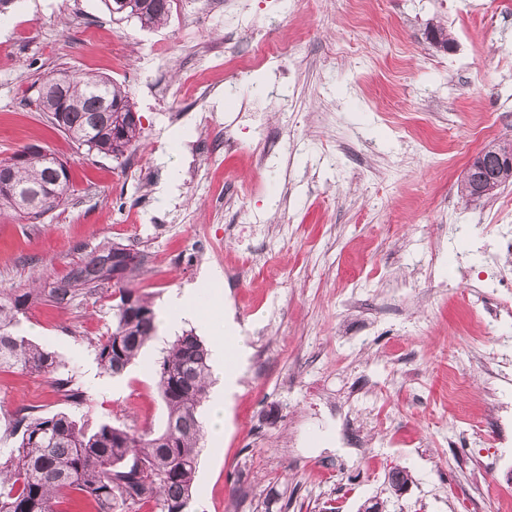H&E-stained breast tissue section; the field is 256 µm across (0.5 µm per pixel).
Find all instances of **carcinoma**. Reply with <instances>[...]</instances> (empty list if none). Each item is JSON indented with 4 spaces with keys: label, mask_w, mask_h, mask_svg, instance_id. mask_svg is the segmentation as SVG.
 <instances>
[{
    "label": "carcinoma",
    "mask_w": 512,
    "mask_h": 512,
    "mask_svg": "<svg viewBox=\"0 0 512 512\" xmlns=\"http://www.w3.org/2000/svg\"><path fill=\"white\" fill-rule=\"evenodd\" d=\"M173 0H105L118 19L144 28L166 21ZM60 70L39 91L38 108L52 128L75 143L118 158L141 139V125L123 86L103 76L75 71L61 83ZM67 163L49 149L28 145L0 161V214L36 220L70 196ZM143 258L119 243L90 252L71 275L39 288L0 293V371L21 369L44 375L61 366L56 355L21 335V317L35 305L67 307L107 285L118 294L112 330L94 342L103 373L117 376L138 358L156 334L157 315L149 296L133 281ZM165 406L163 428L129 431L109 423L91 425L66 412L38 413L24 407L9 435L15 447L0 451V512H60L76 495L97 512H131L152 501L157 512H189L204 426L198 408L210 379L209 350L193 332L175 338L154 366ZM65 400L81 405L85 392L67 378L54 379Z\"/></svg>",
    "instance_id": "obj_1"
}]
</instances>
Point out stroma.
<instances>
[{
    "label": "stroma",
    "instance_id": "35a3bbf8",
    "mask_svg": "<svg viewBox=\"0 0 512 512\" xmlns=\"http://www.w3.org/2000/svg\"><path fill=\"white\" fill-rule=\"evenodd\" d=\"M443 24L452 43H430ZM290 37L239 75L229 61L257 39ZM120 82L143 144L112 159L50 129L36 107L56 71ZM512 140V0H174L166 23L117 20L104 0H12L0 14V160L29 144L70 167L68 202L33 221L0 217V292L66 276L98 245L143 255L135 281L163 312L191 288L224 295L249 357L221 438L206 437L191 512H512V441L467 444L470 422L512 428V324L468 300L469 276L492 279L482 245L512 225V185L470 200L469 160ZM209 260L197 264L198 252ZM105 291L39 306L22 333L53 352L61 378L87 392L66 402L52 378L0 372V448L20 408L66 412L133 431L165 420L153 366L164 332L120 376L101 373L94 342L112 329ZM264 352L262 368L253 357ZM472 383L448 397L454 361ZM421 379L402 386V370ZM390 415L373 436L366 404ZM357 415L365 451L343 443ZM407 468L402 492L388 482Z\"/></svg>",
    "mask_w": 512,
    "mask_h": 512
}]
</instances>
